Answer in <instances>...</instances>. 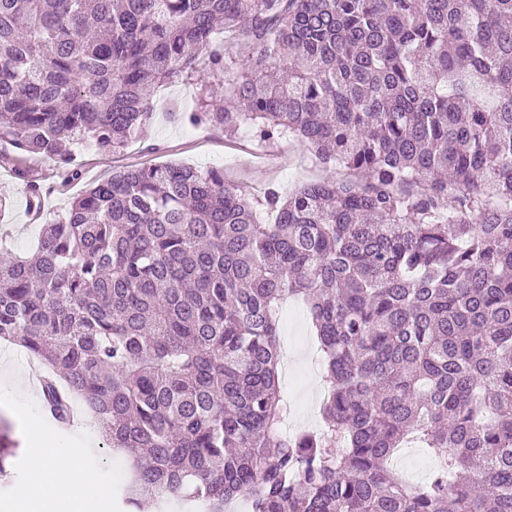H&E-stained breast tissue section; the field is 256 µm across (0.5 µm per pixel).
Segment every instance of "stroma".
<instances>
[{
  "label": "stroma",
  "mask_w": 512,
  "mask_h": 512,
  "mask_svg": "<svg viewBox=\"0 0 512 512\" xmlns=\"http://www.w3.org/2000/svg\"><path fill=\"white\" fill-rule=\"evenodd\" d=\"M153 102L156 112L139 139L108 155L92 149L80 153L81 176L76 181L60 182L40 156L25 155L23 167L44 188L40 211L30 210L25 181L14 175L9 165L0 164V197L9 202L8 209L0 213V222L13 227L15 255H25L36 244L42 225L65 213L74 197L89 185L127 167L172 163L216 168L223 170L226 182L253 197L263 196L272 187L285 193L305 180L326 177L339 180L345 176L342 167H324L290 137L264 143L249 128L230 138L217 128L187 126L181 119L182 113L194 111L198 106L196 89L190 84L165 85L155 93ZM279 319L280 339L287 343L292 354L290 366L296 377L285 393L295 413L303 415V428L312 429L317 427L319 417L308 414L307 409L320 405L322 396L311 388L315 376V364L310 358L314 346L311 325L303 307L296 303L284 306ZM68 439L86 465L99 469L102 479L111 480L116 487L124 483V476L113 475L112 470L127 468L128 462L113 454L95 425L69 434Z\"/></svg>",
  "instance_id": "35a3bbf8"
}]
</instances>
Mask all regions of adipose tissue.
<instances>
[{
	"label": "adipose tissue",
	"mask_w": 512,
	"mask_h": 512,
	"mask_svg": "<svg viewBox=\"0 0 512 512\" xmlns=\"http://www.w3.org/2000/svg\"><path fill=\"white\" fill-rule=\"evenodd\" d=\"M23 428L31 478L0 512H97L105 495L98 471L56 441L55 428L41 417H26Z\"/></svg>",
	"instance_id": "obj_1"
}]
</instances>
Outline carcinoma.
Returning <instances> with one entry per match:
<instances>
[{
    "instance_id": "cac0c4a2",
    "label": "carcinoma",
    "mask_w": 512,
    "mask_h": 512,
    "mask_svg": "<svg viewBox=\"0 0 512 512\" xmlns=\"http://www.w3.org/2000/svg\"><path fill=\"white\" fill-rule=\"evenodd\" d=\"M179 81L187 124L288 135L353 178L90 185L0 265V340L45 365V410L64 427L79 398L131 459L128 512L143 488L188 512H512V0H0V141L64 181ZM295 298L327 391L288 439ZM410 442L437 460L420 486L390 468ZM13 455L0 423L1 477Z\"/></svg>"
}]
</instances>
